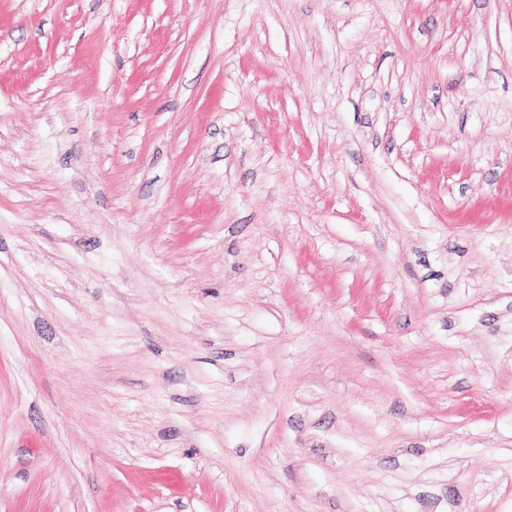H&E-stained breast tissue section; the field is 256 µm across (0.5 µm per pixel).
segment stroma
<instances>
[{"instance_id":"1","label":"stroma","mask_w":512,"mask_h":512,"mask_svg":"<svg viewBox=\"0 0 512 512\" xmlns=\"http://www.w3.org/2000/svg\"><path fill=\"white\" fill-rule=\"evenodd\" d=\"M0 512H512V0H0Z\"/></svg>"}]
</instances>
